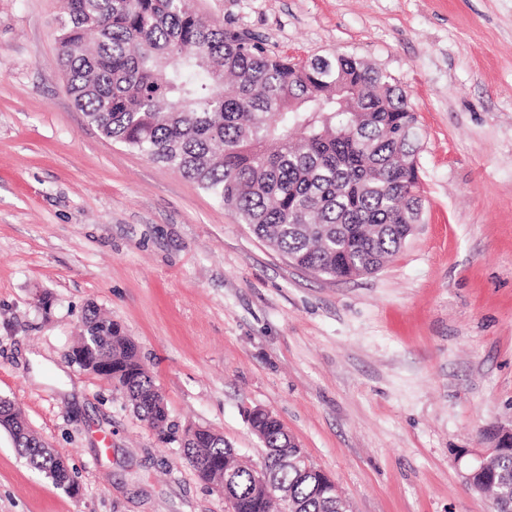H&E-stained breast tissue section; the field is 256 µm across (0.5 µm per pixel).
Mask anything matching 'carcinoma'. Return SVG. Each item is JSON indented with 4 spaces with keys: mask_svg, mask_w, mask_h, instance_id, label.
Here are the masks:
<instances>
[{
    "mask_svg": "<svg viewBox=\"0 0 512 512\" xmlns=\"http://www.w3.org/2000/svg\"><path fill=\"white\" fill-rule=\"evenodd\" d=\"M59 63L75 106L100 134L194 181L294 265L338 280L380 269L421 218L417 118L393 78L349 54L295 61L269 52L231 23L213 25L189 0H67ZM89 354L112 362L115 384L160 436L168 412L136 344L92 307L83 320ZM274 478L288 485V512H340L336 484L310 463L277 464L292 443L273 415L249 419ZM0 427L29 467L57 486L61 458L0 397ZM185 459L224 487L232 512H272L275 499L224 436L187 431ZM472 486L495 512H512V452L493 453Z\"/></svg>",
    "mask_w": 512,
    "mask_h": 512,
    "instance_id": "obj_1",
    "label": "carcinoma"
}]
</instances>
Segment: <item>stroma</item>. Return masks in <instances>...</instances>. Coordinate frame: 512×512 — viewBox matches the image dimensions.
<instances>
[{"mask_svg": "<svg viewBox=\"0 0 512 512\" xmlns=\"http://www.w3.org/2000/svg\"><path fill=\"white\" fill-rule=\"evenodd\" d=\"M273 53L346 52L408 93L422 217L379 271L302 270L196 183L105 139L57 61L63 0H0V397L70 494L0 429V512H227L180 449L264 448L261 408L350 512H492L466 480L512 428V0H191ZM96 305L137 345L160 437L70 357ZM0 427H10L14 446L29 467L46 475L59 487L69 480L67 471L60 468L61 458L56 456L44 442L29 429L25 419L14 404L0 397Z\"/></svg>", "mask_w": 512, "mask_h": 512, "instance_id": "stroma-1", "label": "stroma"}]
</instances>
